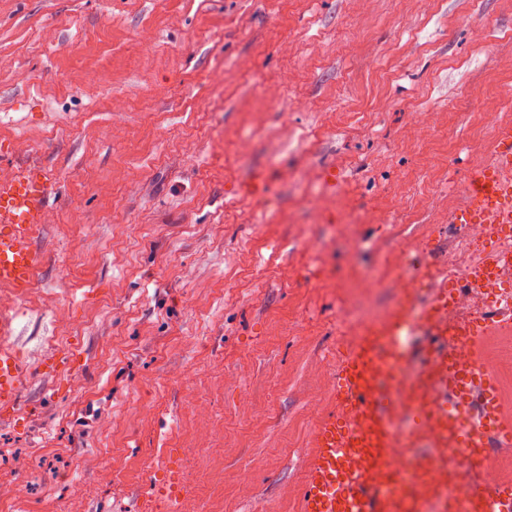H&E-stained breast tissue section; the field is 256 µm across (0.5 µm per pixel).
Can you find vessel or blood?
I'll list each match as a JSON object with an SVG mask.
<instances>
[{"instance_id": "b4317fda", "label": "vessel or blood", "mask_w": 512, "mask_h": 512, "mask_svg": "<svg viewBox=\"0 0 512 512\" xmlns=\"http://www.w3.org/2000/svg\"><path fill=\"white\" fill-rule=\"evenodd\" d=\"M491 167L471 173L452 224H496V244L449 285L421 300L431 267H402L397 305L360 329L341 361L334 388L337 412L317 422L301 485L302 512H512V488L478 479L491 445L512 446V420L498 412L497 384L477 356L457 359L456 341L477 349L484 336L512 325V123L493 133ZM51 178L35 169L0 177V288L25 297L43 261L35 234L48 218ZM494 289L491 306L448 326V308L470 288ZM13 332L0 314V414H13L31 370L2 342ZM427 337L431 350L419 373L406 377L407 339ZM420 447L408 469L397 467ZM467 469H460L459 459Z\"/></svg>"}]
</instances>
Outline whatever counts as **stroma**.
Wrapping results in <instances>:
<instances>
[{
	"label": "stroma",
	"instance_id": "35a3bbf8",
	"mask_svg": "<svg viewBox=\"0 0 512 512\" xmlns=\"http://www.w3.org/2000/svg\"><path fill=\"white\" fill-rule=\"evenodd\" d=\"M512 119V0H0V169L56 184L6 345L16 512H300L408 260ZM65 370L44 368L54 355ZM478 359L512 416V330ZM31 373L29 365L11 349L0 347V414L14 413L23 382Z\"/></svg>",
	"mask_w": 512,
	"mask_h": 512
}]
</instances>
